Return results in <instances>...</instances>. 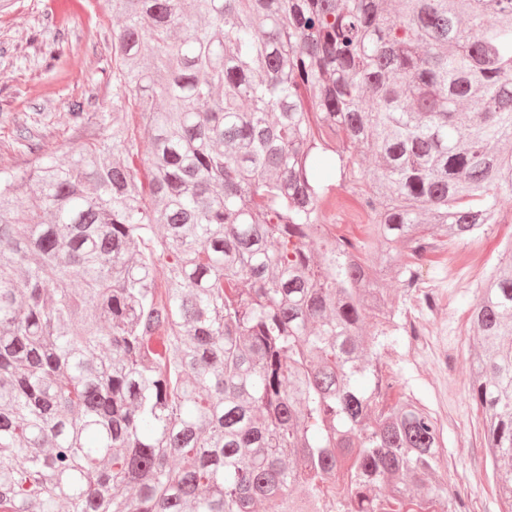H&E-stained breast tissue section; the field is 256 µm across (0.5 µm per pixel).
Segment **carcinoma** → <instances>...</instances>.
Returning <instances> with one entry per match:
<instances>
[{"label":"carcinoma","instance_id":"carcinoma-1","mask_svg":"<svg viewBox=\"0 0 512 512\" xmlns=\"http://www.w3.org/2000/svg\"><path fill=\"white\" fill-rule=\"evenodd\" d=\"M112 15V130L0 170V512H466L379 347L512 196V0ZM467 333L512 512V251Z\"/></svg>","mask_w":512,"mask_h":512}]
</instances>
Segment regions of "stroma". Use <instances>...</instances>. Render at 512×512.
I'll return each mask as SVG.
<instances>
[{
    "mask_svg": "<svg viewBox=\"0 0 512 512\" xmlns=\"http://www.w3.org/2000/svg\"><path fill=\"white\" fill-rule=\"evenodd\" d=\"M116 20L103 0H11L0 8V169L28 165L33 142L44 151L65 153L96 140L89 124L76 128L69 104L84 102L88 116L112 109V88L103 74L112 56ZM66 48L50 61L47 46ZM512 246V196L501 201V221L479 238L459 244L480 259L479 275L441 262L424 279L439 296L434 310L415 313L427 325V341L415 348L397 334L381 357L397 372L403 390L418 398L444 431L448 470L470 489L474 512H499L496 483L483 446L482 416L469 395L467 320L481 285L494 275Z\"/></svg>",
    "mask_w": 512,
    "mask_h": 512,
    "instance_id": "obj_1",
    "label": "stroma"
}]
</instances>
